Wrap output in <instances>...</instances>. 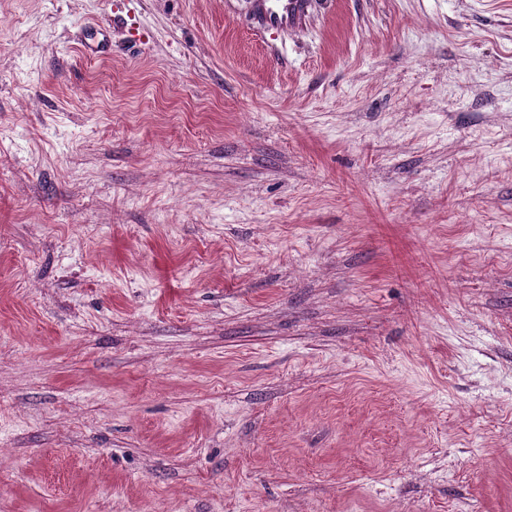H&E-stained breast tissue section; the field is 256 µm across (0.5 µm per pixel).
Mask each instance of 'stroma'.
I'll use <instances>...</instances> for the list:
<instances>
[{"mask_svg":"<svg viewBox=\"0 0 512 512\" xmlns=\"http://www.w3.org/2000/svg\"><path fill=\"white\" fill-rule=\"evenodd\" d=\"M253 10L0 0V512H512V0ZM257 23L262 31H295L306 24L308 0H256Z\"/></svg>","mask_w":512,"mask_h":512,"instance_id":"stroma-1","label":"stroma"}]
</instances>
